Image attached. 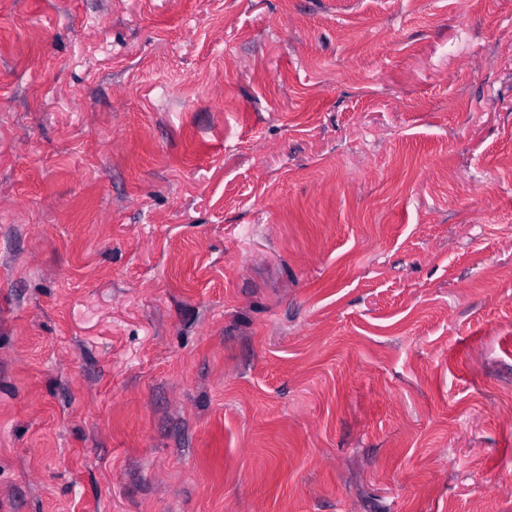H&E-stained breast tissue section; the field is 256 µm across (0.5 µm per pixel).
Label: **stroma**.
Wrapping results in <instances>:
<instances>
[{
	"mask_svg": "<svg viewBox=\"0 0 512 512\" xmlns=\"http://www.w3.org/2000/svg\"><path fill=\"white\" fill-rule=\"evenodd\" d=\"M0 512H512V0H0Z\"/></svg>",
	"mask_w": 512,
	"mask_h": 512,
	"instance_id": "1",
	"label": "stroma"
}]
</instances>
